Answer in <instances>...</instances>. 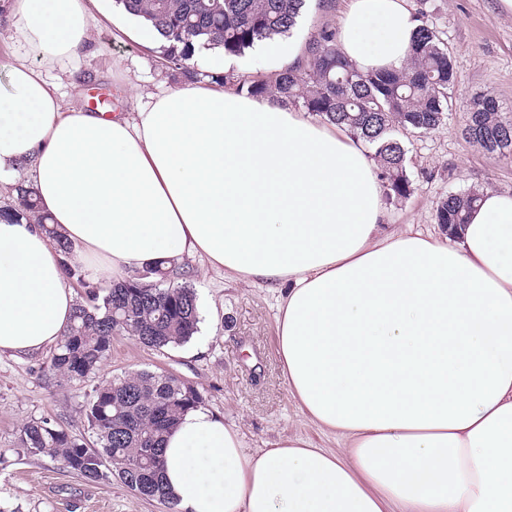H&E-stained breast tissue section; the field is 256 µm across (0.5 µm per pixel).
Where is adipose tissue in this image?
Wrapping results in <instances>:
<instances>
[{
    "instance_id": "obj_1",
    "label": "adipose tissue",
    "mask_w": 512,
    "mask_h": 512,
    "mask_svg": "<svg viewBox=\"0 0 512 512\" xmlns=\"http://www.w3.org/2000/svg\"><path fill=\"white\" fill-rule=\"evenodd\" d=\"M104 2L11 0L0 176L31 174L92 279L191 257L281 286L288 390L348 442L250 448L188 411L164 448L178 512H512V194L482 190L439 239L391 232L374 160L336 126L193 84L127 87L114 115L73 105L44 68L86 46ZM416 26L405 0H350L338 46L361 70L398 69ZM254 51L274 72L305 46ZM75 306L46 234L0 221V355L54 346Z\"/></svg>"
}]
</instances>
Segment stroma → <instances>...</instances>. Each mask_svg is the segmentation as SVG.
Listing matches in <instances>:
<instances>
[{"label":"stroma","mask_w":512,"mask_h":512,"mask_svg":"<svg viewBox=\"0 0 512 512\" xmlns=\"http://www.w3.org/2000/svg\"><path fill=\"white\" fill-rule=\"evenodd\" d=\"M424 14L447 46L453 64L448 119L428 133H405L406 168L413 195L385 203L386 223L437 230L436 208L451 193L492 189L512 193V156L482 151L461 134L473 98L494 99L512 116V13L499 0H406ZM90 53L61 61L50 75L72 73L61 88L66 99L94 107L96 98L116 103L125 83L143 95L181 86L179 70L163 65L155 49L119 33L108 14L95 13ZM188 279L197 294L200 323L190 342L162 351L135 337H115L92 380L57 382L41 377L45 354L0 356V512H166L117 479L90 483L47 457L27 454L19 443L27 422L47 417L73 435H87L86 403L95 384L155 370L193 385L204 408L235 424L248 447L302 438L313 447L343 453L346 440L319 428L285 384L278 355L281 291L225 276L192 262Z\"/></svg>","instance_id":"35a3bbf8"}]
</instances>
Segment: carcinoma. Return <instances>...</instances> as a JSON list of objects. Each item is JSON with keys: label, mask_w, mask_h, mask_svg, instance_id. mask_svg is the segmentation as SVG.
I'll use <instances>...</instances> for the list:
<instances>
[{"label": "carcinoma", "mask_w": 512, "mask_h": 512, "mask_svg": "<svg viewBox=\"0 0 512 512\" xmlns=\"http://www.w3.org/2000/svg\"><path fill=\"white\" fill-rule=\"evenodd\" d=\"M158 34L159 52L185 80L226 83L249 97L267 98L307 112L368 145L386 196L402 201L413 192L406 170L403 131L427 133L448 119L453 68L447 47L418 17L409 57L398 70L363 71L340 52L336 32L317 30L306 44L302 64L274 74L218 75L196 67L199 50L241 55L264 39L291 33L306 0H116ZM463 135L488 153L512 155V120L501 116L491 98L469 108ZM15 204L0 209V220L39 224L63 258L68 277L85 289L71 323L40 373L63 381L83 380L107 358L116 336L131 335L164 350L187 343L200 322L193 288L162 260L103 288L70 263L72 246L59 239L40 213L33 188L14 184ZM479 191L450 194L437 206L440 226L467 223ZM203 398L190 383L162 372L140 370L116 376L95 388L87 420L94 440L76 438L48 418L23 426L27 453L59 461L88 482L115 477L137 495L178 512L162 480L164 436Z\"/></svg>", "instance_id": "carcinoma-1"}]
</instances>
